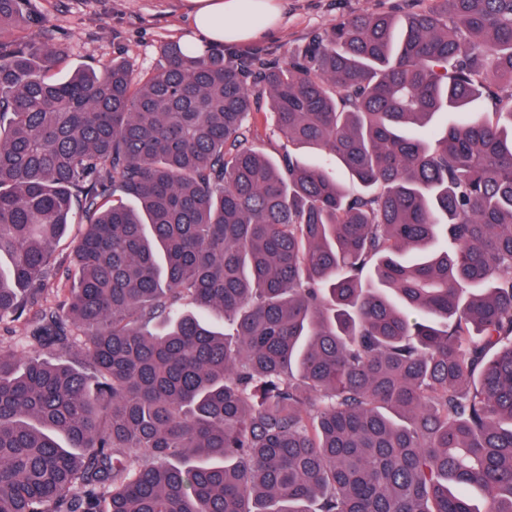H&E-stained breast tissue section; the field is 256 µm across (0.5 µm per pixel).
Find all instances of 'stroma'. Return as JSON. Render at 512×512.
Instances as JSON below:
<instances>
[{"instance_id": "stroma-1", "label": "stroma", "mask_w": 512, "mask_h": 512, "mask_svg": "<svg viewBox=\"0 0 512 512\" xmlns=\"http://www.w3.org/2000/svg\"><path fill=\"white\" fill-rule=\"evenodd\" d=\"M430 0H281V21L257 47L280 58L311 35L331 28L337 19L361 12L404 16ZM46 17L53 43L72 65L101 68L118 59L139 74L164 62L161 47L180 40L188 16L185 0H31Z\"/></svg>"}]
</instances>
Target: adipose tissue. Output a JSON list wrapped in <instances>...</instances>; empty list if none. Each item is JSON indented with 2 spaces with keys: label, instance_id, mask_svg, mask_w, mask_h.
Segmentation results:
<instances>
[{
  "label": "adipose tissue",
  "instance_id": "ef3b65f1",
  "mask_svg": "<svg viewBox=\"0 0 512 512\" xmlns=\"http://www.w3.org/2000/svg\"><path fill=\"white\" fill-rule=\"evenodd\" d=\"M190 19L183 43L197 53L263 38L280 21V0H186Z\"/></svg>",
  "mask_w": 512,
  "mask_h": 512
}]
</instances>
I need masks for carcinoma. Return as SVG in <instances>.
Instances as JSON below:
<instances>
[{"mask_svg": "<svg viewBox=\"0 0 512 512\" xmlns=\"http://www.w3.org/2000/svg\"><path fill=\"white\" fill-rule=\"evenodd\" d=\"M28 4L0 0V512H512V0L64 80ZM260 96L327 159L257 147Z\"/></svg>", "mask_w": 512, "mask_h": 512, "instance_id": "cac0c4a2", "label": "carcinoma"}]
</instances>
